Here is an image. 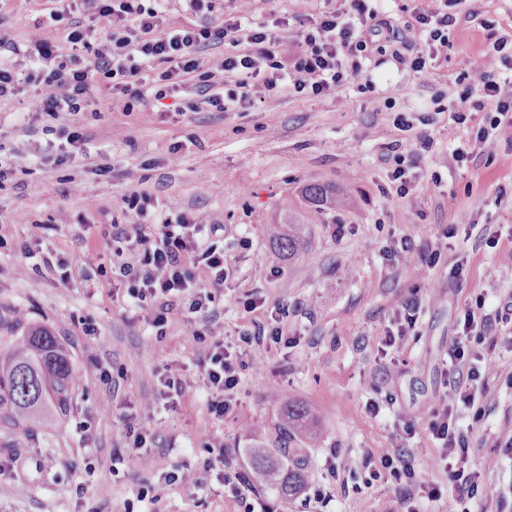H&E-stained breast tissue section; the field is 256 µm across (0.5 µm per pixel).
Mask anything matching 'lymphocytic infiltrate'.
<instances>
[{
  "label": "lymphocytic infiltrate",
  "mask_w": 512,
  "mask_h": 512,
  "mask_svg": "<svg viewBox=\"0 0 512 512\" xmlns=\"http://www.w3.org/2000/svg\"><path fill=\"white\" fill-rule=\"evenodd\" d=\"M83 3L93 19L111 22L112 45L95 51L92 57H80L78 49L86 45L93 29L77 23L70 24L62 38H31L24 54L40 63L37 72L26 75L36 86L28 102L31 112L80 111L98 74L109 81L112 92L141 102L151 82L170 90L188 76L207 86L216 74L235 73L237 93L210 100L220 112L230 101L242 108L250 105L249 88L258 80L269 91L279 89L286 80L297 91L314 96L341 90L359 78L378 54H390L413 74L427 75L448 54L449 30L477 14V0H439L436 7L414 9L398 26L392 23L381 0H338L335 9L303 22L298 42L291 43L262 27L243 30L238 15L215 25H179L163 30L157 9L145 7L142 0ZM238 32L248 45L244 53L216 61L199 56L200 48L224 42ZM152 63L158 64L159 70L148 81L143 73ZM507 72H512V39L500 37L488 45L479 70L459 73L454 97L441 90L435 92L433 104L446 105L454 123L479 125L474 141L455 149L456 163L470 162L476 154L494 156L500 142L512 143V94L501 83ZM149 204V198L137 191L126 198L129 225L119 235L135 238L141 253L136 263L120 265L119 279L131 298L156 303V338L165 335L167 313L174 299L189 297V312L204 315V327L195 336L208 345L201 362L209 389L208 409L214 416H224L231 409L228 396L239 384V356L225 345L224 325L214 316L213 305L228 278L223 249L209 241L217 227L193 223L183 215L154 223ZM483 306L479 300L466 310L463 334L449 346L446 376L452 387L451 402L427 413L428 429L439 443L438 457L447 465L449 479L471 496L478 492V474L457 464L465 443L458 431L456 405L492 398L488 386L476 383L481 374L493 372L492 363L480 367L472 361L474 343L490 328L488 320L475 318L476 310ZM370 477L396 486L414 485V492L401 494L397 512H419L420 500L442 496L436 485L416 481L410 460L398 454L383 455L379 466L371 468Z\"/></svg>",
  "instance_id": "f902f5d3"
}]
</instances>
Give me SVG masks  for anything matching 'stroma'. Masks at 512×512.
I'll use <instances>...</instances> for the list:
<instances>
[{
    "label": "stroma",
    "mask_w": 512,
    "mask_h": 512,
    "mask_svg": "<svg viewBox=\"0 0 512 512\" xmlns=\"http://www.w3.org/2000/svg\"><path fill=\"white\" fill-rule=\"evenodd\" d=\"M43 6L0 0V39L23 46L38 32L61 35L62 24ZM331 6L212 0L209 10L195 12L186 0H160L158 9L165 27L240 14L246 26L268 25L292 41L302 20ZM481 9L495 28L461 22L432 74L416 77L393 60L372 61V92L355 84L321 96L256 86L252 105L219 112L207 103L209 90L192 81L162 95L150 90L131 105L98 78L75 114L29 113L28 84L0 100V356L41 326L65 348L74 374L51 428L0 420V460L15 463L0 473L11 488L0 496V512H244L222 474L249 472L244 426L274 434L278 389L313 411L317 424L302 450L305 485L286 500L259 489L266 512H390L398 492L370 481L363 461L404 446L415 451L417 480L443 491L438 501H420L421 512H512V265L497 260L512 249V147L501 145L494 160L477 156L458 165L454 149L478 126L457 125L431 103L436 90L454 92L462 61L480 63L490 42L512 36V0H482ZM401 112L412 129L397 126ZM75 129L86 137L83 148L61 163L43 162L45 149ZM421 130L433 147L401 195L391 177L392 149L409 150ZM309 184L338 188L345 199L319 209L304 195ZM135 189L149 194L156 220L183 213L221 227L212 240L224 249L229 275L216 310L224 342L243 364L224 417L207 409L200 367L207 346L191 334L203 318H190L186 302L175 301L165 337L145 348L156 306L137 304L112 276L113 265L136 260L128 242L113 238L114 225L127 222L124 199ZM280 222L306 227L294 258L267 234ZM35 240L72 268L73 281L46 267L18 277L27 263L23 245ZM405 245L440 259L415 278L399 263ZM93 251L100 267L84 264ZM460 259L466 266L456 277L451 269ZM413 293L420 298L415 326L380 353ZM478 295L492 320L478 351L495 366L486 381L496 398L482 404L477 422L472 409H458L468 430L466 464L480 475L472 499L435 463L426 413L449 394L448 347ZM252 297L260 307H247ZM273 316L293 343H267L264 360L253 362L241 336L257 334ZM89 324L94 333L86 332ZM168 372L192 382L188 398L166 403L160 377ZM372 403L378 413L368 412ZM106 407L111 415H103ZM137 422L152 436L129 456L126 427ZM407 423L413 436L404 441ZM174 469L195 472L199 487L165 483ZM81 481L87 494L76 489ZM318 487L326 492L319 501Z\"/></svg>",
    "instance_id": "obj_1"
}]
</instances>
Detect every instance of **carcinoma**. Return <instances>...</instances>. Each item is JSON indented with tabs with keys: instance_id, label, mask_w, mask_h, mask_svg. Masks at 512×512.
<instances>
[{
	"instance_id": "obj_1",
	"label": "carcinoma",
	"mask_w": 512,
	"mask_h": 512,
	"mask_svg": "<svg viewBox=\"0 0 512 512\" xmlns=\"http://www.w3.org/2000/svg\"><path fill=\"white\" fill-rule=\"evenodd\" d=\"M304 195L317 205L334 206L341 192L334 187L308 185ZM304 232L302 224L269 227L273 243L290 257L299 248ZM72 381L68 355L56 337L47 329L33 328L0 358V406L19 421L41 418L48 426L47 401L52 396L63 401ZM277 401L281 409L282 441L274 446L261 437L255 439L249 448V459L254 484L274 490L287 499L295 495L306 480L303 469L290 468L286 463L299 452L291 443L312 435L315 418L286 392L281 393Z\"/></svg>"
}]
</instances>
